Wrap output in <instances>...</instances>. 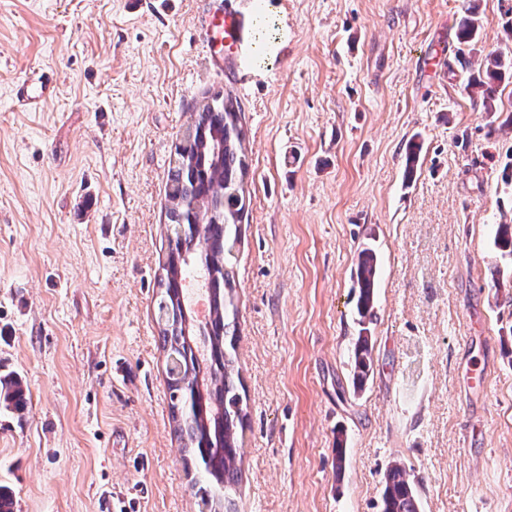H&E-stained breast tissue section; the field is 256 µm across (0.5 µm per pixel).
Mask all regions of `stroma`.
Wrapping results in <instances>:
<instances>
[{"instance_id": "stroma-1", "label": "stroma", "mask_w": 512, "mask_h": 512, "mask_svg": "<svg viewBox=\"0 0 512 512\" xmlns=\"http://www.w3.org/2000/svg\"><path fill=\"white\" fill-rule=\"evenodd\" d=\"M224 0H0V485L14 512H200L171 431L158 286L167 172L195 104L242 108L247 209L228 266L247 398L232 512H512V0H236L240 69L207 63ZM475 6V47L456 34ZM266 21L270 34L257 43ZM56 95L22 110L15 87ZM421 145L405 179L410 142ZM379 263L352 386L357 256ZM344 446V465L336 446ZM505 79H512V55L494 51L486 55L481 74L479 70L477 76H472L468 87L476 90L488 110L492 108L498 83ZM368 328L363 327L353 345V378L354 384L361 388L369 376L372 366L371 336H368ZM0 405L14 411L24 409L26 396L18 378L14 376L0 377ZM420 486L401 463L386 469L382 494V512H421Z\"/></svg>"}]
</instances>
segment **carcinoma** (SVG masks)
<instances>
[{"label":"carcinoma","mask_w":512,"mask_h":512,"mask_svg":"<svg viewBox=\"0 0 512 512\" xmlns=\"http://www.w3.org/2000/svg\"><path fill=\"white\" fill-rule=\"evenodd\" d=\"M479 28L476 14L470 13L458 41L474 42ZM505 79H512V55L494 51L486 55L481 74L471 77L468 87L489 108L498 83ZM207 99L212 107L194 113L191 133L175 146L168 171L167 220L173 236L162 265L157 309L161 346L176 369L168 381L173 432L201 474L194 487L202 505L218 512L230 501L241 475L238 429L247 418L235 381V282L224 263V250L231 227L241 223L245 211L240 190L248 163L239 102L219 92ZM496 246L501 256L512 258L511 224L499 225ZM356 278L357 311L362 321H370L378 264L369 248L359 253ZM372 351L364 327L353 345V378L359 388L371 371ZM0 405L24 409L26 396L18 378L0 377ZM419 489L404 465L390 464L382 512H420Z\"/></svg>","instance_id":"carcinoma-1"}]
</instances>
